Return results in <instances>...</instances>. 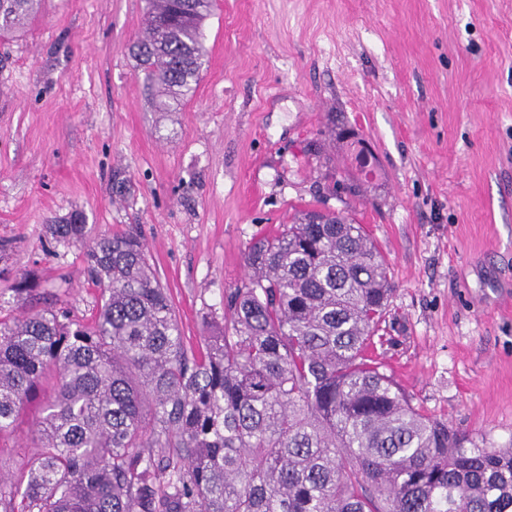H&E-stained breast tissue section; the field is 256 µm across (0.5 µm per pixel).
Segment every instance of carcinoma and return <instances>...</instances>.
<instances>
[{
    "label": "carcinoma",
    "instance_id": "carcinoma-1",
    "mask_svg": "<svg viewBox=\"0 0 512 512\" xmlns=\"http://www.w3.org/2000/svg\"><path fill=\"white\" fill-rule=\"evenodd\" d=\"M39 0H7L0 33ZM215 0H147L138 58L174 101L204 64ZM304 210L245 252L248 278L188 355L134 236L87 249L94 318L0 315V439L56 384L0 512H512V448L413 406L369 354L392 293L363 225ZM79 241V216L51 225Z\"/></svg>",
    "mask_w": 512,
    "mask_h": 512
}]
</instances>
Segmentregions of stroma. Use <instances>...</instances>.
<instances>
[{
  "label": "stroma",
  "instance_id": "1",
  "mask_svg": "<svg viewBox=\"0 0 512 512\" xmlns=\"http://www.w3.org/2000/svg\"><path fill=\"white\" fill-rule=\"evenodd\" d=\"M145 6L43 0L0 37V312L95 313L84 243L47 230L78 214L88 238L140 239L195 351L254 238L342 213L390 264L372 355L413 405L512 446V0H216L170 105L133 55ZM41 402L1 473L30 458Z\"/></svg>",
  "mask_w": 512,
  "mask_h": 512
}]
</instances>
